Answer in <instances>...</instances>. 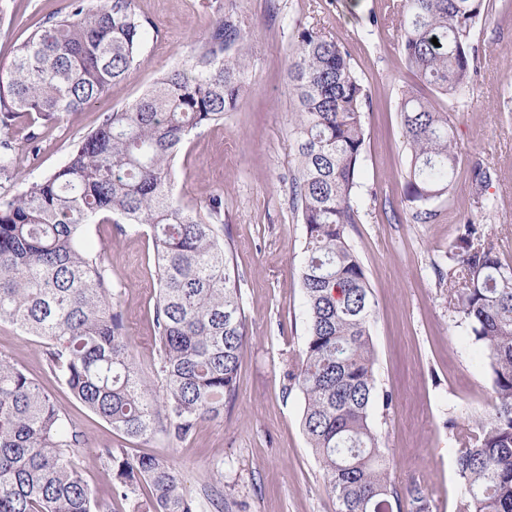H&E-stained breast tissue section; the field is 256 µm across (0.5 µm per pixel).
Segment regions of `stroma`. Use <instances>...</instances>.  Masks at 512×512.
Instances as JSON below:
<instances>
[{
  "mask_svg": "<svg viewBox=\"0 0 512 512\" xmlns=\"http://www.w3.org/2000/svg\"><path fill=\"white\" fill-rule=\"evenodd\" d=\"M224 0H136L139 13L156 24L132 75L110 85L77 112L39 123L37 148L26 142V122L10 135L16 146L13 180H0V197L21 190L24 180L50 174L81 136L97 128L103 113L125 108L168 69L181 64L220 17ZM394 0H236L252 43L248 91L222 122L193 133L174 163L175 196L202 207L224 197L220 235L229 240L242 275L241 292L250 340L243 351L236 400L223 416L201 422L179 441L157 433L132 440L77 401L47 365L39 339L0 323V354L35 378L62 407L86 446L76 464L96 498L112 512H129L111 497V476L97 448L109 445L132 455L164 457L178 468L187 493L206 503L237 501L238 512H336L324 473L302 431L304 400L286 377L307 337V307L300 265L305 228L288 201L295 172L294 98L288 65L295 37L315 26L346 45L356 75L369 93L365 112V160L358 197L361 223L348 236L368 277L375 315L371 334L377 356L378 391L390 408L375 406V431L389 450L398 486L418 483L433 494L432 512H458L463 490L456 473L457 445L451 424L491 413L493 393L481 347L448 306V281L435 269L448 264V245L466 216L486 224L512 262V6L490 0L478 22L474 86L456 105V146L462 156L455 189L433 206L435 223L420 224L405 199L407 168L399 102L404 91L430 96L413 73L400 37L387 20ZM0 21V66L15 47L62 0H6ZM494 169L486 191L495 207H475L470 166ZM89 241L105 246V267L142 377L155 376L159 342L154 324L157 290L151 237L112 223L87 227Z\"/></svg>",
  "mask_w": 512,
  "mask_h": 512,
  "instance_id": "obj_1",
  "label": "stroma"
}]
</instances>
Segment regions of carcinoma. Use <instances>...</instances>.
Returning <instances> with one entry per match:
<instances>
[{"instance_id": "cac0c4a2", "label": "carcinoma", "mask_w": 512, "mask_h": 512, "mask_svg": "<svg viewBox=\"0 0 512 512\" xmlns=\"http://www.w3.org/2000/svg\"><path fill=\"white\" fill-rule=\"evenodd\" d=\"M486 0H403L393 14L410 68L436 97L405 93L400 118L413 217L434 222L431 203L449 196L462 158L451 111L474 81L475 25ZM156 31L136 0H68L47 15L0 67V178L15 176L9 130L77 112L140 64ZM438 44H433L432 39ZM252 45L234 0L186 62L162 74L121 111L107 112L53 173L0 199V322L48 342L49 368L90 411L131 439L156 431L176 440L224 414L238 389L249 340L241 275L220 236L224 197L190 208L171 190L172 163L195 130L224 120L244 95ZM295 97L296 173L291 205L306 232L301 280L308 333L286 372L303 394V431L336 499V512H385L400 502L386 449L371 421L378 399L370 331L375 303L348 239L361 223L357 203L364 159L366 87L336 36L298 33L288 70ZM490 168L471 169L470 194L489 208ZM95 223L144 228L156 251L155 328L160 389L141 378L112 282L105 248L84 237ZM454 287L448 307L481 343L493 413L456 431L459 512H512V264L484 225L461 221L448 246ZM83 435L57 402L0 356V512H112L74 462ZM111 494L133 512H201L180 472L154 456L98 450ZM149 493L142 497V485ZM409 512H430L429 491L406 489Z\"/></svg>"}]
</instances>
